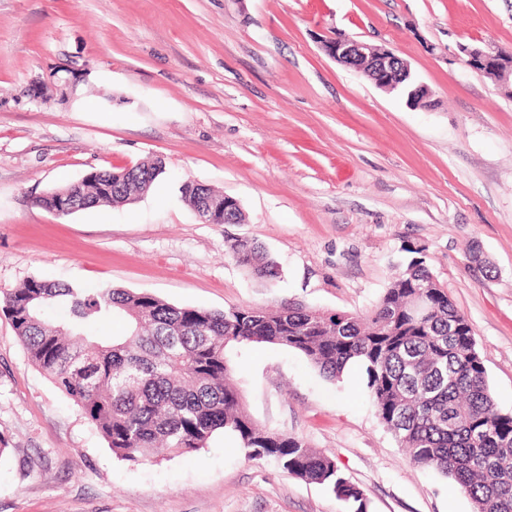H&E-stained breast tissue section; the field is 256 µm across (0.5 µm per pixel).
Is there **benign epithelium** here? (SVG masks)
Wrapping results in <instances>:
<instances>
[{
  "label": "benign epithelium",
  "mask_w": 512,
  "mask_h": 512,
  "mask_svg": "<svg viewBox=\"0 0 512 512\" xmlns=\"http://www.w3.org/2000/svg\"><path fill=\"white\" fill-rule=\"evenodd\" d=\"M324 51L333 60L368 77L376 86L385 90L394 87L393 81L389 79L391 67L400 66L404 72L412 74L408 61L400 57L395 50L379 48L346 34H336V38L324 44ZM459 53L462 63L473 70L487 61L492 62L490 70L494 73L495 81L501 89L507 92L512 90V54L493 52L485 45L477 43L459 45ZM224 206L225 201L217 197L206 200L207 219L204 223H220Z\"/></svg>",
  "instance_id": "benign-epithelium-1"
}]
</instances>
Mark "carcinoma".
I'll return each mask as SVG.
<instances>
[{"label":"carcinoma","mask_w":512,"mask_h":512,"mask_svg":"<svg viewBox=\"0 0 512 512\" xmlns=\"http://www.w3.org/2000/svg\"><path fill=\"white\" fill-rule=\"evenodd\" d=\"M164 168L157 157L95 171L36 203L53 213L64 198L80 200L84 210L128 205ZM201 189L187 180L181 193L203 217ZM405 251L411 259L363 315L298 302L211 311L175 306L147 291L36 278L0 291V312L31 363L123 460L138 462L157 449L184 455L230 433L245 458L326 486L349 512H368L365 493L332 457L268 430L244 408L227 349L267 344L302 354L330 380L361 367L377 415L412 462L451 478L473 512H512V412L495 405L471 325L428 268L425 248ZM228 253L258 278L278 277L276 262L254 242L235 239ZM55 307L64 315L46 317ZM114 319L124 322V333L97 337L96 328Z\"/></svg>","instance_id":"obj_1"}]
</instances>
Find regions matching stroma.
Wrapping results in <instances>:
<instances>
[{"label": "stroma", "mask_w": 512, "mask_h": 512, "mask_svg": "<svg viewBox=\"0 0 512 512\" xmlns=\"http://www.w3.org/2000/svg\"><path fill=\"white\" fill-rule=\"evenodd\" d=\"M339 31L395 49L433 108L336 63L322 43ZM473 41L512 53V0H0V290L39 278L212 311L363 314L419 245L512 411V98L459 60ZM155 156L165 170L133 204L61 218L35 203ZM188 179L238 200L244 223H202ZM236 237L264 247L276 280L227 255ZM230 364L251 417L334 458L369 512H472L409 461L360 367L331 381L271 345ZM0 512L348 508L229 435L119 458L0 314Z\"/></svg>", "instance_id": "35a3bbf8"}]
</instances>
